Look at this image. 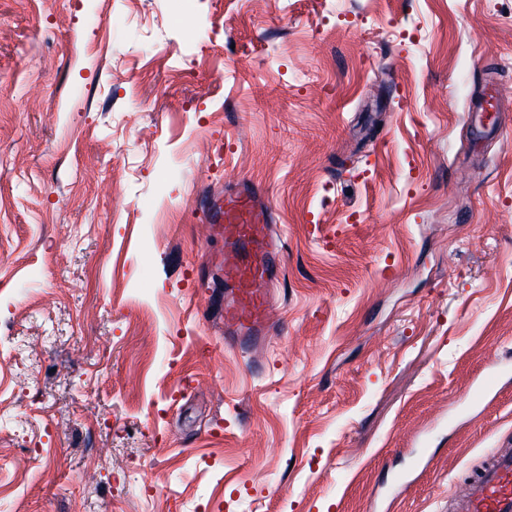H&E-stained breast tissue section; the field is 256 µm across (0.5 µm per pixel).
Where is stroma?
<instances>
[{
  "label": "stroma",
  "mask_w": 512,
  "mask_h": 512,
  "mask_svg": "<svg viewBox=\"0 0 512 512\" xmlns=\"http://www.w3.org/2000/svg\"><path fill=\"white\" fill-rule=\"evenodd\" d=\"M0 0L7 512H454L512 450V0ZM267 191L224 349L195 200ZM265 192L256 183L236 179L224 200L210 199L205 223L224 235V345L239 351L265 338L271 326V289L284 261Z\"/></svg>",
  "instance_id": "stroma-1"
}]
</instances>
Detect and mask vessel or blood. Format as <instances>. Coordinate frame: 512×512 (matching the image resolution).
Masks as SVG:
<instances>
[{"instance_id":"b4317fda","label":"vessel or blood","mask_w":512,"mask_h":512,"mask_svg":"<svg viewBox=\"0 0 512 512\" xmlns=\"http://www.w3.org/2000/svg\"><path fill=\"white\" fill-rule=\"evenodd\" d=\"M205 221L224 235V343L233 350L265 338L271 326V290L284 261L265 192L238 179L209 200ZM460 512H512V454L497 455L459 494Z\"/></svg>"}]
</instances>
